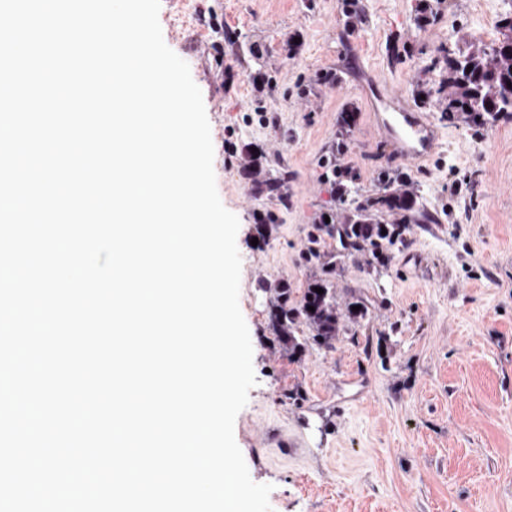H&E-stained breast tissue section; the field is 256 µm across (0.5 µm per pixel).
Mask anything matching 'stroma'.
<instances>
[{
	"instance_id": "obj_1",
	"label": "stroma",
	"mask_w": 512,
	"mask_h": 512,
	"mask_svg": "<svg viewBox=\"0 0 512 512\" xmlns=\"http://www.w3.org/2000/svg\"><path fill=\"white\" fill-rule=\"evenodd\" d=\"M509 15L512 0H162L163 39L201 90L217 191L240 222L257 383L234 436L251 479L272 485V512H512V120L451 123L420 98L441 46L494 40ZM372 82L431 120L436 154L400 157ZM229 141L258 157L257 179L225 164ZM335 167L351 201L335 195ZM390 194L413 207L376 215L410 219L386 266L303 261L309 225ZM319 278L336 338L296 358L271 327L272 288L298 301ZM354 302L364 319L349 318Z\"/></svg>"
}]
</instances>
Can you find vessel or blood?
Here are the masks:
<instances>
[{"mask_svg": "<svg viewBox=\"0 0 512 512\" xmlns=\"http://www.w3.org/2000/svg\"><path fill=\"white\" fill-rule=\"evenodd\" d=\"M377 101L382 107V130L401 157L415 162L436 153L439 135L428 118L409 111L396 94H379Z\"/></svg>", "mask_w": 512, "mask_h": 512, "instance_id": "1", "label": "vessel or blood"}]
</instances>
